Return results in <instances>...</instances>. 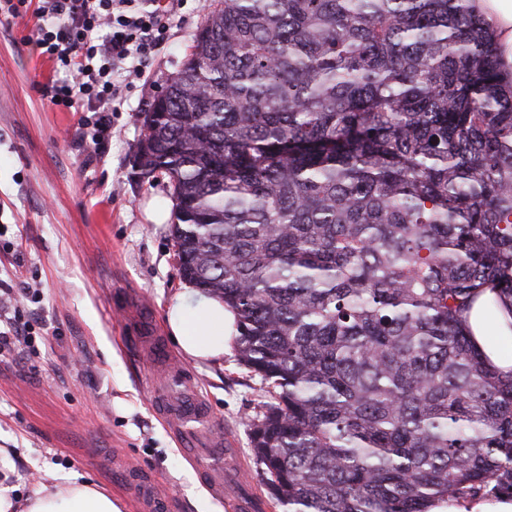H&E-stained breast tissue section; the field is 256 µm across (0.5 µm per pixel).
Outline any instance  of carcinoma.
<instances>
[{
  "label": "carcinoma",
  "instance_id": "cac0c4a2",
  "mask_svg": "<svg viewBox=\"0 0 512 512\" xmlns=\"http://www.w3.org/2000/svg\"><path fill=\"white\" fill-rule=\"evenodd\" d=\"M471 0H211L144 113L181 278L274 388L256 467L288 512L512 495V78ZM479 307L480 303L478 302L475 304L474 308L472 309L468 317V325L472 332L473 339L478 344V346H480L483 349L485 355L487 356L492 366L499 372L503 374H508V372L512 371V354H510L509 356H503L498 351L486 347L484 343V325L481 320V313Z\"/></svg>",
  "mask_w": 512,
  "mask_h": 512
}]
</instances>
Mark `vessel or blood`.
<instances>
[{
  "label": "vessel or blood",
  "mask_w": 512,
  "mask_h": 512,
  "mask_svg": "<svg viewBox=\"0 0 512 512\" xmlns=\"http://www.w3.org/2000/svg\"><path fill=\"white\" fill-rule=\"evenodd\" d=\"M138 346L151 372L143 381L157 414L166 422L212 497L231 499L237 512H258L259 501L238 455L199 395L184 366L170 353L150 313L137 320ZM139 512H168L169 500L157 483L124 470Z\"/></svg>",
  "instance_id": "b4317fda"
}]
</instances>
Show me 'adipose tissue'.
<instances>
[{
	"label": "adipose tissue",
	"instance_id": "obj_1",
	"mask_svg": "<svg viewBox=\"0 0 512 512\" xmlns=\"http://www.w3.org/2000/svg\"><path fill=\"white\" fill-rule=\"evenodd\" d=\"M473 8L496 35V52L506 77L512 78V0H473ZM169 334L188 356L201 361L221 360L227 341L237 331L236 320L223 303L186 288L176 293L167 312ZM25 512H119L109 495L88 483L40 488Z\"/></svg>",
	"mask_w": 512,
	"mask_h": 512
}]
</instances>
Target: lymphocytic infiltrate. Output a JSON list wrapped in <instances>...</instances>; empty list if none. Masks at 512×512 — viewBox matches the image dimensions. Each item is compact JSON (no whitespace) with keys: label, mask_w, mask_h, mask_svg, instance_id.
<instances>
[{"label":"lymphocytic infiltrate","mask_w":512,"mask_h":512,"mask_svg":"<svg viewBox=\"0 0 512 512\" xmlns=\"http://www.w3.org/2000/svg\"><path fill=\"white\" fill-rule=\"evenodd\" d=\"M182 0H0V16L34 13V45L57 79L41 89L72 112H116L123 90L144 77Z\"/></svg>","instance_id":"obj_1"}]
</instances>
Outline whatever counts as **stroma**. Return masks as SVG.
Wrapping results in <instances>:
<instances>
[{"label":"stroma","mask_w":512,"mask_h":512,"mask_svg":"<svg viewBox=\"0 0 512 512\" xmlns=\"http://www.w3.org/2000/svg\"><path fill=\"white\" fill-rule=\"evenodd\" d=\"M206 0H185L166 50L125 91L100 140L81 115L52 106L37 87L52 64L31 43L36 20L0 18V283L13 288L32 325L24 352L0 351V492L23 506L40 486L69 479L96 485L120 512L131 493L112 465L123 458L170 497V512H229L198 480L139 377L133 330L119 313L148 302L158 325L185 286L170 224L152 223L146 206L169 197L167 176L139 178V121L176 71L204 18ZM39 295L25 301L23 291ZM253 484L250 422L271 388L240 363L181 356Z\"/></svg>","instance_id":"35a3bbf8"}]
</instances>
